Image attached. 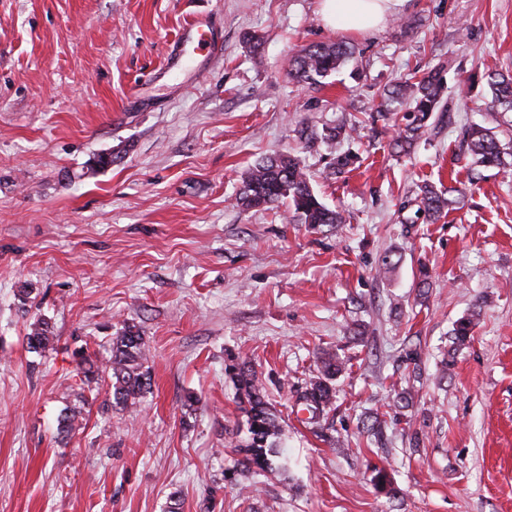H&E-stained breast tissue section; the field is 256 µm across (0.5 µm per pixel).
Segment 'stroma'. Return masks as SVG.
<instances>
[{
    "label": "stroma",
    "mask_w": 512,
    "mask_h": 512,
    "mask_svg": "<svg viewBox=\"0 0 512 512\" xmlns=\"http://www.w3.org/2000/svg\"><path fill=\"white\" fill-rule=\"evenodd\" d=\"M319 6L0 0V512H512V112L485 106L489 74L512 75V0H409L364 35L327 27ZM194 17L218 29L223 57L152 80ZM340 39L355 57L324 85L289 78L300 47ZM432 68L443 109L396 152L381 92ZM354 119L355 138L323 140ZM472 125L494 131L506 167L473 165ZM286 152L346 224L237 206L249 167ZM106 153L112 165L88 172ZM340 154L353 162L337 176ZM426 182L466 195L428 223L410 193ZM36 316L53 334L40 354L26 344ZM127 323L152 384L119 411L106 383L83 389L73 353L105 364ZM326 353L346 370L319 432L293 405ZM238 363L277 412L286 471L235 470ZM376 413L378 438L362 429ZM381 468L395 497L376 487ZM476 313L462 316L454 322L451 330V340L453 348L465 345L472 336L475 327Z\"/></svg>",
    "instance_id": "35a3bbf8"
}]
</instances>
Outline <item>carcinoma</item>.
I'll return each instance as SVG.
<instances>
[{"instance_id":"obj_1","label":"carcinoma","mask_w":512,"mask_h":512,"mask_svg":"<svg viewBox=\"0 0 512 512\" xmlns=\"http://www.w3.org/2000/svg\"><path fill=\"white\" fill-rule=\"evenodd\" d=\"M353 54L347 44L335 42L312 44L301 48L289 61V74L298 82H318L330 76ZM491 90L490 104L512 109V75L491 74L488 81ZM383 112L404 113V126L398 128L394 145L401 152L410 149L427 131V121L441 109V86L436 72L430 70L422 76L412 75L397 80L381 94ZM358 125H338L325 129L324 139H350ZM468 150L474 163L484 167L503 164L502 151L494 133L479 125L468 131ZM464 191L448 188V193L438 191L429 183L418 186V214L428 222L437 220L443 211L458 202ZM237 205L245 209H268L285 204L302 224L312 226H336L345 223L341 211L327 207L315 192L309 175L296 156L274 154L262 158L252 168L236 197ZM476 314L471 313L454 322L451 330L453 347L465 345L472 336ZM53 340L49 323L37 317L29 324L28 348L34 352L44 350ZM149 350L140 327L124 324L121 332L112 338L111 356L104 369L95 366L85 351L73 354L76 372L81 384L92 387L102 379V373L110 375V399L112 406L121 410L137 408L150 389V374L145 363ZM343 370L339 357L327 356L318 360L316 375L297 392V403L308 413V421L320 424L334 411L336 388L334 381ZM228 373L236 389V395L246 416L247 436L237 445L240 455L238 465L244 474L258 471L272 472L278 469L276 458L281 447L282 426L268 400L266 389L248 365H232Z\"/></svg>"}]
</instances>
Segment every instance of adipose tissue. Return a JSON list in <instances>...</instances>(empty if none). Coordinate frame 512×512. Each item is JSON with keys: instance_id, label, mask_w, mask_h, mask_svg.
Segmentation results:
<instances>
[{"instance_id": "adipose-tissue-1", "label": "adipose tissue", "mask_w": 512, "mask_h": 512, "mask_svg": "<svg viewBox=\"0 0 512 512\" xmlns=\"http://www.w3.org/2000/svg\"><path fill=\"white\" fill-rule=\"evenodd\" d=\"M407 0H321L324 23L336 30L354 33L381 31Z\"/></svg>"}]
</instances>
